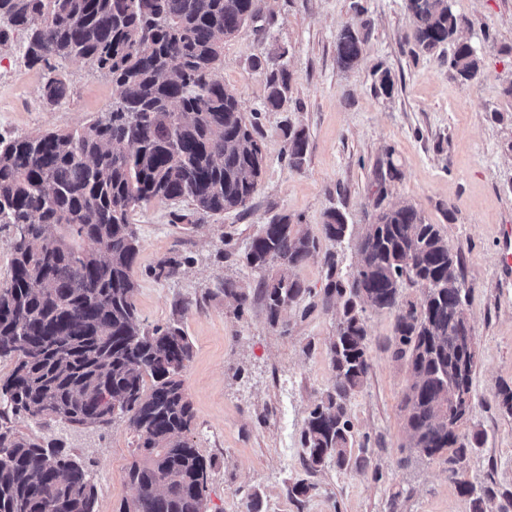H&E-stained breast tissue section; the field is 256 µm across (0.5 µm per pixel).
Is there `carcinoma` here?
<instances>
[{
	"label": "carcinoma",
	"instance_id": "carcinoma-1",
	"mask_svg": "<svg viewBox=\"0 0 512 512\" xmlns=\"http://www.w3.org/2000/svg\"><path fill=\"white\" fill-rule=\"evenodd\" d=\"M405 7L414 46L475 84L483 59L460 36L466 21L450 0H405ZM258 14V0H0V48L23 34L26 63L46 70L48 104L69 91L59 60L90 63L116 89L109 111L81 127L0 136V226L12 230L10 275L0 284V360L13 364L0 384V512H96L88 472L6 420L96 424L114 401L130 414L134 449L125 478L136 491L117 512H205L208 463L188 437L193 408L183 379L193 348L177 324L149 330L139 318L132 271L141 242L131 215L156 200L188 203L198 222L247 208L265 152L257 117L242 112L217 64L224 38ZM368 37L365 22L339 32V68L359 64ZM263 74L264 109L277 111L288 69L274 64ZM373 75L376 93L391 96V72L377 65ZM284 138L288 167L301 169L306 130L289 125ZM348 232L345 216L333 210L320 237L276 216L250 238L243 262L260 274L271 323L312 295L286 270ZM358 254L361 268L347 277L333 253L324 257L322 302L341 306L329 344L336 384L314 404L301 434L306 463L341 468L351 461L349 402L370 369L364 313L395 308L392 355L412 380L401 405L409 449L441 458L472 512H490L495 491L465 479L479 434L448 428V416L466 414L458 389L471 393L475 367L454 322L469 292L460 251L405 204L378 212ZM407 284L422 289L420 298L403 299Z\"/></svg>",
	"mask_w": 512,
	"mask_h": 512
}]
</instances>
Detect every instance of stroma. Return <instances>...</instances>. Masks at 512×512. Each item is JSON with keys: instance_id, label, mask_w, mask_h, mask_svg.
<instances>
[{"instance_id": "35a3bbf8", "label": "stroma", "mask_w": 512, "mask_h": 512, "mask_svg": "<svg viewBox=\"0 0 512 512\" xmlns=\"http://www.w3.org/2000/svg\"><path fill=\"white\" fill-rule=\"evenodd\" d=\"M466 19L462 35L479 51L484 74L460 83L437 57L406 37L412 20L404 0H259L260 24L225 38L219 74L245 113L260 115L266 154L259 186L246 210L194 225L176 224L186 204L155 201L132 215L141 240L133 269L135 304L147 327L178 323L193 345L184 375L194 420L189 438L209 462L208 512H471L444 464L410 454L400 404L410 384L404 362L392 357L395 311L367 309L370 370L350 402L366 445L365 468H309L301 433L309 412L335 383L328 346L336 304L301 303L270 323L258 275L239 262L249 238L276 216L320 233L327 211L346 217L349 232L323 242L321 254L292 276L322 295L324 252L341 273L354 271L358 242L377 206L413 204L440 225L462 256L469 288L465 308L475 336L470 410L460 425L480 433L466 461L468 479L512 492V415L499 406L501 384L512 386V265H503V225H512V0H451ZM368 23L361 62L336 64V36ZM284 61L290 73L282 110H264L263 76L254 58ZM395 78L391 96L372 91V68ZM70 91L55 105L42 98L44 73L27 67L21 42L0 50V135L69 130L107 111L111 80L88 63L59 64ZM305 128L307 161L290 169L282 154L285 123ZM181 261L170 280L152 270ZM248 295L243 315L224 295V280ZM13 427L43 445L64 448L95 485L97 512H116L134 491L125 480L132 434L125 417L72 427L54 419L17 416ZM309 493L293 498L296 483Z\"/></svg>"}]
</instances>
